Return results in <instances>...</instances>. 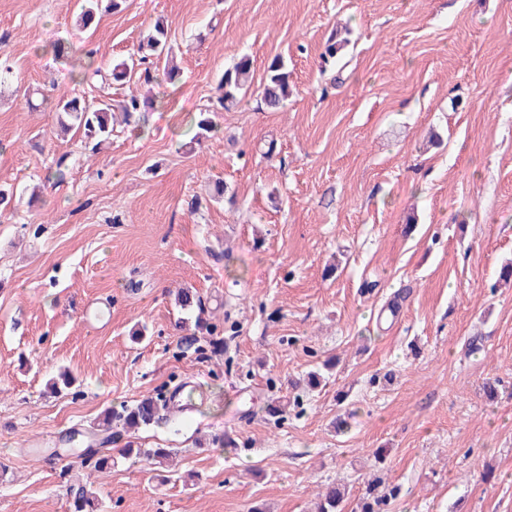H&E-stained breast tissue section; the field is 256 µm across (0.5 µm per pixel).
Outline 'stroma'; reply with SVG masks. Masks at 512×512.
Segmentation results:
<instances>
[{
	"label": "stroma",
	"instance_id": "obj_1",
	"mask_svg": "<svg viewBox=\"0 0 512 512\" xmlns=\"http://www.w3.org/2000/svg\"><path fill=\"white\" fill-rule=\"evenodd\" d=\"M80 5L0 0V187L42 191L0 217V512H70L79 483L97 512H313L379 456L392 512H512V0H127L89 30ZM159 18L182 76L140 130L97 150L58 136L56 101L90 91L80 49L126 57ZM278 54L284 107L249 94L188 151L225 68L249 56L258 86ZM218 178L235 204L206 201ZM180 288L236 323L223 352L177 327ZM62 367L76 390L50 393ZM313 370L320 387L292 389ZM182 382L194 411L133 437L172 467L67 451L105 407Z\"/></svg>",
	"mask_w": 512,
	"mask_h": 512
}]
</instances>
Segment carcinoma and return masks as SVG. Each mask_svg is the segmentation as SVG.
I'll return each mask as SVG.
<instances>
[{
    "label": "carcinoma",
    "instance_id": "1",
    "mask_svg": "<svg viewBox=\"0 0 512 512\" xmlns=\"http://www.w3.org/2000/svg\"><path fill=\"white\" fill-rule=\"evenodd\" d=\"M125 0H85L76 23L82 28L91 27L97 20L101 9L116 11ZM74 79L83 83L94 77L103 82L125 83L132 79L144 85L172 83L179 76V70L171 58L168 44V27L162 19L154 22L152 29L140 40L132 53L126 58L102 68L96 64L94 52L88 51L78 58ZM252 86V62L246 55L241 56L232 66L224 70L218 86L217 103L222 109L237 105ZM292 94L291 73L284 60L280 57L272 59L267 69L266 80L260 85V103L265 109L275 112L282 108ZM154 107V101L131 93L119 101L105 96L88 98L75 95L63 99L57 104L58 122L61 128L76 129L81 132L85 141L98 147L109 141L114 130L113 113L123 114L127 125L139 127L141 114ZM212 109L205 108L199 112L196 121L197 132L193 140L199 142L218 132V127L210 116ZM178 305L194 314V326L203 336H211L212 352L223 351L222 341L216 339L220 335V324L207 316L204 299L197 292L186 289L177 296ZM167 408V392L159 391L149 394L131 406H123L119 410L107 408L97 422L93 423L86 433L99 439V448L93 450L89 459L93 467L103 468L112 461L111 449L107 448L113 437L141 427L152 425L159 417L160 411ZM126 456H134L151 464H161L173 450L169 448H135L128 441L121 448ZM381 480L374 478L367 482L365 492L358 499L357 512H387L390 500L397 496V488L388 487L379 491ZM350 498V490L344 485H331L326 488L318 505V512H345ZM95 492L82 488L73 498L72 512H95Z\"/></svg>",
    "mask_w": 512,
    "mask_h": 512
}]
</instances>
